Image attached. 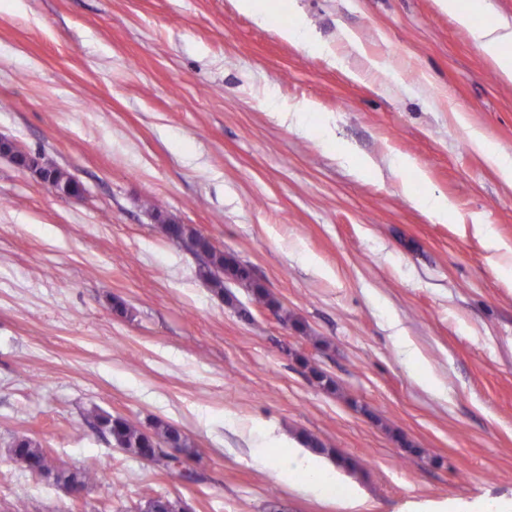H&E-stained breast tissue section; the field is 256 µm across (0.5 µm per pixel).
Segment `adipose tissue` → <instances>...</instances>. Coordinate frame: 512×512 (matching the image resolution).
<instances>
[{
    "instance_id": "adipose-tissue-1",
    "label": "adipose tissue",
    "mask_w": 512,
    "mask_h": 512,
    "mask_svg": "<svg viewBox=\"0 0 512 512\" xmlns=\"http://www.w3.org/2000/svg\"><path fill=\"white\" fill-rule=\"evenodd\" d=\"M443 10L465 28L475 45L493 62L500 75L512 80V26L504 23H475L474 17L483 10V0H439ZM289 474L305 473L310 477L307 490L325 491L334 478L333 469L318 455L303 448L288 454Z\"/></svg>"
}]
</instances>
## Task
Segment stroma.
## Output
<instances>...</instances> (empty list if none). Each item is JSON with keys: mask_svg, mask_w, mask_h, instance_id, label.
Listing matches in <instances>:
<instances>
[{"mask_svg": "<svg viewBox=\"0 0 512 512\" xmlns=\"http://www.w3.org/2000/svg\"><path fill=\"white\" fill-rule=\"evenodd\" d=\"M266 5L261 23L234 0H0V136L84 187L58 194L0 156V512L19 497L27 512H135L148 487L187 512L512 499V185L469 138L512 156V81L438 0ZM299 19L310 46L278 33ZM346 147L408 156L427 178L361 172ZM425 193L452 217L417 208ZM162 217L233 255L280 310L231 280L218 296ZM95 407L180 428L196 481L120 450ZM301 432L356 471L319 495L283 478ZM23 435L103 480L72 503L11 459ZM413 200L416 206L440 221L448 219V215L452 212V207L448 203V199L444 197L413 195Z\"/></svg>", "mask_w": 512, "mask_h": 512, "instance_id": "obj_1", "label": "stroma"}]
</instances>
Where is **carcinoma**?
<instances>
[{"mask_svg":"<svg viewBox=\"0 0 512 512\" xmlns=\"http://www.w3.org/2000/svg\"><path fill=\"white\" fill-rule=\"evenodd\" d=\"M44 178L60 188H66L70 193H77L78 182L57 168L44 170ZM164 234L175 233L173 242L183 244L194 253L204 257L199 268V276L206 281L213 291L222 296L229 297L224 286V280H232L251 291L252 300L258 306L276 307L278 303L269 291L256 282L250 270L239 264L234 257L224 253L206 236L187 224L168 223L162 225ZM311 374L316 383L331 393L340 391L337 381L325 372L313 368ZM97 427L108 434L114 444L124 452L135 457L149 460L163 465L167 474L182 479L190 475L179 468V463L159 455L158 449L168 441L179 443V450L185 456L195 452L193 442L188 436L174 425L162 420H155L147 426L136 424L124 417L114 416L104 411H93ZM303 442L317 453L326 454L336 459V463L349 469L355 468L351 459L343 457L336 449L322 443L309 435L303 436ZM11 453L15 459L26 462L32 469L56 470L59 468L57 459L43 448L41 443L31 437L22 436L15 439L11 445ZM64 479L74 480L87 488L101 480L100 470L95 463H90L64 476ZM140 512H176L172 501L154 496L147 492L144 495V505Z\"/></svg>","mask_w":512,"mask_h":512,"instance_id":"cac0c4a2","label":"carcinoma"}]
</instances>
